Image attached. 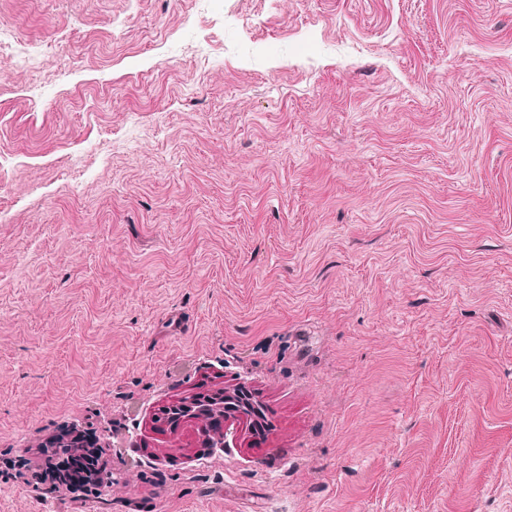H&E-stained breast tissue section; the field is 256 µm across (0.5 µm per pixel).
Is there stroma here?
<instances>
[{"label": "stroma", "instance_id": "obj_1", "mask_svg": "<svg viewBox=\"0 0 512 512\" xmlns=\"http://www.w3.org/2000/svg\"><path fill=\"white\" fill-rule=\"evenodd\" d=\"M0 36V512H512V0H0ZM239 383L265 443L152 432ZM87 429L111 496L40 451Z\"/></svg>", "mask_w": 512, "mask_h": 512}]
</instances>
